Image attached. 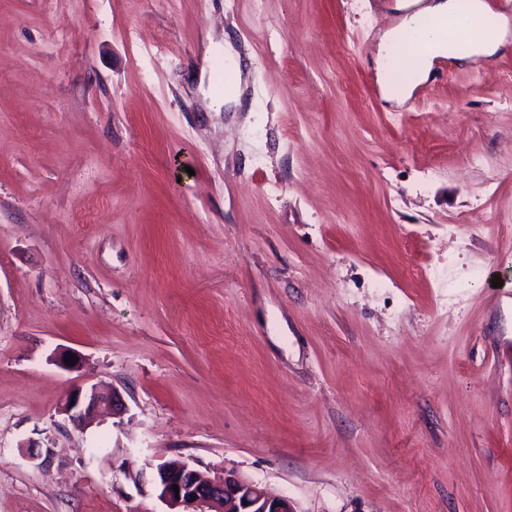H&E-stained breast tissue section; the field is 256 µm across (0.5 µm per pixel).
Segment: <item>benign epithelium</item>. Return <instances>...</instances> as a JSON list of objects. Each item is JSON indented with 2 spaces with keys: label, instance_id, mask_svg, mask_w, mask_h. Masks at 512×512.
<instances>
[{
  "label": "benign epithelium",
  "instance_id": "benign-epithelium-1",
  "mask_svg": "<svg viewBox=\"0 0 512 512\" xmlns=\"http://www.w3.org/2000/svg\"><path fill=\"white\" fill-rule=\"evenodd\" d=\"M121 408L120 397L114 391L76 387L66 395L60 412L74 427L84 430L116 415ZM149 469L138 480L149 479L170 512H295L288 498L268 494L235 470L212 478L187 464L158 463L149 465Z\"/></svg>",
  "mask_w": 512,
  "mask_h": 512
}]
</instances>
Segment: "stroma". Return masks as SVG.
Segmentation results:
<instances>
[{"label": "stroma", "instance_id": "35a3bbf8", "mask_svg": "<svg viewBox=\"0 0 512 512\" xmlns=\"http://www.w3.org/2000/svg\"><path fill=\"white\" fill-rule=\"evenodd\" d=\"M395 4L0 0V512H512V43L399 106ZM227 53V64L230 69L234 72L235 79L227 90L224 92L223 100L227 102H235L238 104L240 102V96L242 93L241 89V78H242V67L241 60L235 50L231 47L230 44L227 45L226 49ZM75 395V398H72ZM122 408L119 395L115 391L101 392L97 387L89 389L76 387L66 395L60 412L75 428L84 430L97 421L117 414ZM149 469L150 483L170 507L165 512H295L287 497L268 494L235 470L212 478L188 464L149 463Z\"/></svg>", "mask_w": 512, "mask_h": 512}]
</instances>
